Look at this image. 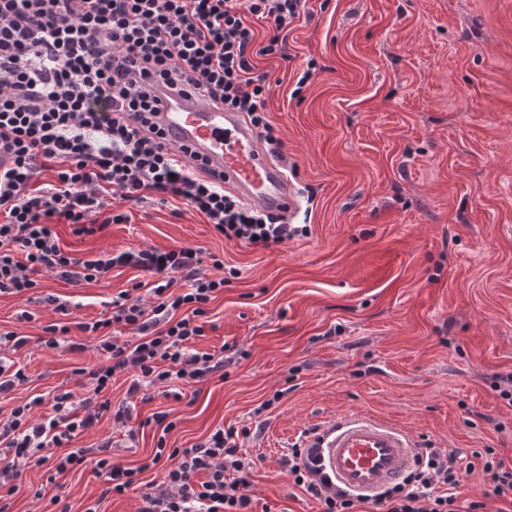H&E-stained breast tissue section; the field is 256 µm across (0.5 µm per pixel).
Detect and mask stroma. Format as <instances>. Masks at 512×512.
Returning a JSON list of instances; mask_svg holds the SVG:
<instances>
[{"label": "stroma", "instance_id": "35a3bbf8", "mask_svg": "<svg viewBox=\"0 0 512 512\" xmlns=\"http://www.w3.org/2000/svg\"><path fill=\"white\" fill-rule=\"evenodd\" d=\"M269 73L266 118L281 141L305 235L266 249L230 241L179 202L113 200L123 223L79 235L53 221L74 257L103 251L202 249L200 268L223 278L207 303L196 349L224 359L223 375L165 381L129 392L115 374L112 407L71 442L108 439L141 482H160L170 460L143 469L158 441L189 448L218 428H250L239 444L257 467L253 512H319L280 472L304 431L358 410L395 423L418 444L463 454L495 449L512 462V0H303ZM223 269L213 266L214 260ZM36 289L0 296V335L29 340L27 377L0 398L83 394L78 370L93 349L46 348L45 326L70 338L111 314L120 291L153 299L154 277L130 267L72 285L35 273ZM58 296L68 314L52 310ZM127 408L125 423L113 410ZM165 414L173 427L162 431ZM65 484L69 512H138L137 494L102 497L93 463L63 473L29 465L8 512H50Z\"/></svg>", "mask_w": 512, "mask_h": 512}]
</instances>
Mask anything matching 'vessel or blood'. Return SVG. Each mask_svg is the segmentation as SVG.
<instances>
[{"label": "vessel or blood", "mask_w": 512, "mask_h": 512, "mask_svg": "<svg viewBox=\"0 0 512 512\" xmlns=\"http://www.w3.org/2000/svg\"><path fill=\"white\" fill-rule=\"evenodd\" d=\"M155 116L171 143L188 147L185 161L222 175L226 192L243 203L288 215L297 207L283 166L267 152L243 114L197 95L161 92ZM337 487L366 498L401 482L416 462L417 444L401 428L357 411L330 419L303 439Z\"/></svg>", "instance_id": "b4317fda"}]
</instances>
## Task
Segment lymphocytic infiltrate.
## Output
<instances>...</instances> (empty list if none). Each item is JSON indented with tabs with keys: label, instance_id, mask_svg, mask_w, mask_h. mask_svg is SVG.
Instances as JSON below:
<instances>
[{
	"label": "lymphocytic infiltrate",
	"instance_id": "obj_1",
	"mask_svg": "<svg viewBox=\"0 0 512 512\" xmlns=\"http://www.w3.org/2000/svg\"><path fill=\"white\" fill-rule=\"evenodd\" d=\"M301 0H0V148L13 156L0 170V294L35 288L32 272L45 270L72 282L107 278L129 266L159 278L154 300L124 290L112 315L82 324L96 334L101 363L88 370L95 393L115 373L144 379L201 380L223 370L214 355L192 348L204 328L196 322L223 280L201 273L195 249H140L82 259L61 249L52 218L92 234L106 197L139 201L163 194L206 217L228 240L267 248L297 236L299 227L280 223L244 206L223 186L196 175L184 163L188 150L168 142L154 116L164 89H189L202 100L244 113L271 148L280 142L264 116L269 75L250 61L254 32L246 15L270 23L273 33L261 52L279 51V34L299 14ZM56 163L55 179L34 187L43 164ZM188 290L172 296L175 277ZM189 315L179 316L183 306ZM131 331L129 340L112 324ZM168 362L160 371L157 361ZM41 397L22 400L0 421V491L15 494L21 467L35 452L70 442L93 426L108 402L57 393L52 414L35 415ZM111 441L97 446L95 462L106 493H136L139 512H252L246 493L256 463L238 446L234 430L217 429L189 448L158 444L154 461L173 459L159 484H140L135 469L111 457ZM281 468L322 506L321 512H479L480 502L458 501L463 476L456 451L424 448L401 484L368 500L333 486L300 447L290 448Z\"/></svg>",
	"mask_w": 512,
	"mask_h": 512
}]
</instances>
